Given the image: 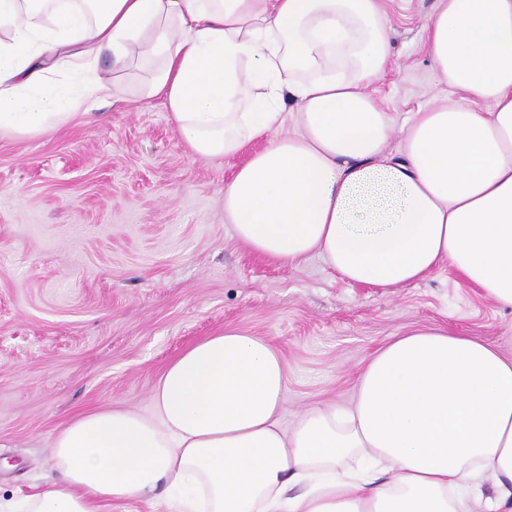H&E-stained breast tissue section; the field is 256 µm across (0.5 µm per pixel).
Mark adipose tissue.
<instances>
[{"instance_id":"adipose-tissue-1","label":"adipose tissue","mask_w":512,"mask_h":512,"mask_svg":"<svg viewBox=\"0 0 512 512\" xmlns=\"http://www.w3.org/2000/svg\"><path fill=\"white\" fill-rule=\"evenodd\" d=\"M438 2L426 51L451 96L413 113L396 156L365 91L393 56L382 0H0V134L123 100L140 70L137 96L164 97L196 155L262 142L224 187V221L256 254L373 288L446 263L512 307V0ZM287 394L280 353L224 329L168 365L149 411L71 421L58 479L0 512L159 489L175 512H512V356L494 344L439 325L393 336L349 404L290 429Z\"/></svg>"}]
</instances>
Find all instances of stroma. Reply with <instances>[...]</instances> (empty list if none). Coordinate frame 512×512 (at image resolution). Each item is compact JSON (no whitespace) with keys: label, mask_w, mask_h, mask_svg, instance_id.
I'll list each match as a JSON object with an SVG mask.
<instances>
[{"label":"stroma","mask_w":512,"mask_h":512,"mask_svg":"<svg viewBox=\"0 0 512 512\" xmlns=\"http://www.w3.org/2000/svg\"><path fill=\"white\" fill-rule=\"evenodd\" d=\"M436 4L384 0L393 63L367 92L394 120L393 154L407 118L448 93L424 46ZM235 166L194 155L159 97L0 135L1 499L57 478L51 446L75 415L147 410L166 365L227 327L281 352L287 428L350 402L366 359L409 330L442 325L512 353V308L448 266L371 288L240 245L224 222Z\"/></svg>","instance_id":"1"}]
</instances>
